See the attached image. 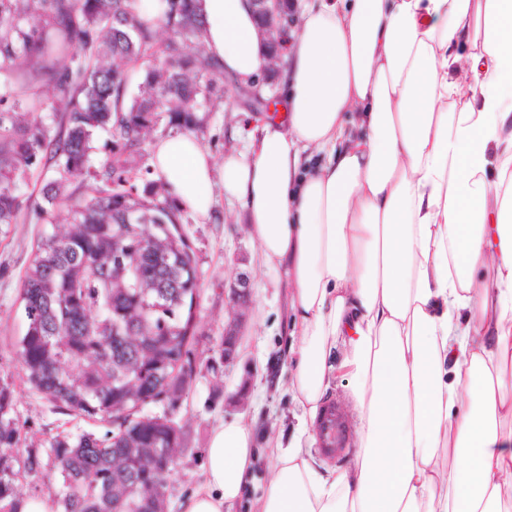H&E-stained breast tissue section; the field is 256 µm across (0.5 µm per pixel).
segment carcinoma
<instances>
[{"label": "carcinoma", "mask_w": 512, "mask_h": 512, "mask_svg": "<svg viewBox=\"0 0 512 512\" xmlns=\"http://www.w3.org/2000/svg\"><path fill=\"white\" fill-rule=\"evenodd\" d=\"M195 2L168 0L160 25L172 38L157 47L130 0H0V224L31 212L49 224L61 209L73 219L65 234L37 241L17 355L25 382L56 407L109 426L24 448L11 391L0 386V512H20L21 470L43 455L58 473L57 512H164L184 436L168 413L143 408H175L167 394L192 377L183 364L197 340L199 259L164 186L139 185L134 155L145 130L162 121L199 130L196 105L223 97ZM19 58L23 74L13 69ZM140 61L144 89L130 99L127 69ZM100 130L111 134L112 157L93 171ZM37 168L51 178L33 206L17 182ZM77 178L81 201L69 189ZM155 301L162 309H151Z\"/></svg>", "instance_id": "cac0c4a2"}]
</instances>
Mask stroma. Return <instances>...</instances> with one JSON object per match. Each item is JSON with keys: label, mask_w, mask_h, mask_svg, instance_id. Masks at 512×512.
Instances as JSON below:
<instances>
[{"label": "stroma", "mask_w": 512, "mask_h": 512, "mask_svg": "<svg viewBox=\"0 0 512 512\" xmlns=\"http://www.w3.org/2000/svg\"><path fill=\"white\" fill-rule=\"evenodd\" d=\"M249 110L246 98L228 85L211 111L202 113L204 129L198 138L215 161H223L225 154L245 146ZM214 195L210 222L201 223L187 211L181 215L200 258L202 277L196 308L197 366L174 412L184 428L187 446L168 489L166 512H180L183 501L203 482L209 434L219 423L234 419L248 423L258 442L252 479L236 507V512H252L273 466L265 446L267 437L279 434L291 438L297 424L288 392L296 355L290 348L294 327L286 275L264 265L241 204L222 190H215ZM42 229L32 217L23 224L0 225V385L9 384L13 416L27 445L36 448L45 447L64 431L101 434L106 430L104 424L59 413L46 395L22 378L16 341L25 331L26 317L20 289ZM243 273L250 278L251 293L240 330L239 359L228 365L220 356V344L224 326L235 318L237 310L225 297L224 287ZM245 379L250 385L242 396L238 390Z\"/></svg>", "instance_id": "35a3bbf8"}]
</instances>
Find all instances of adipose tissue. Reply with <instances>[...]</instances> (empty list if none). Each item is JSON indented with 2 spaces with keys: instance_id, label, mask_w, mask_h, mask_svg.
Masks as SVG:
<instances>
[{
  "instance_id": "adipose-tissue-1",
  "label": "adipose tissue",
  "mask_w": 512,
  "mask_h": 512,
  "mask_svg": "<svg viewBox=\"0 0 512 512\" xmlns=\"http://www.w3.org/2000/svg\"><path fill=\"white\" fill-rule=\"evenodd\" d=\"M209 57L253 85L251 0H199ZM280 114L215 163L156 141L179 208L238 200L284 269L298 345L297 428L270 442L255 512H512V0H309ZM346 381L357 451L320 468L324 396ZM252 428L214 427L182 512H232Z\"/></svg>"
}]
</instances>
